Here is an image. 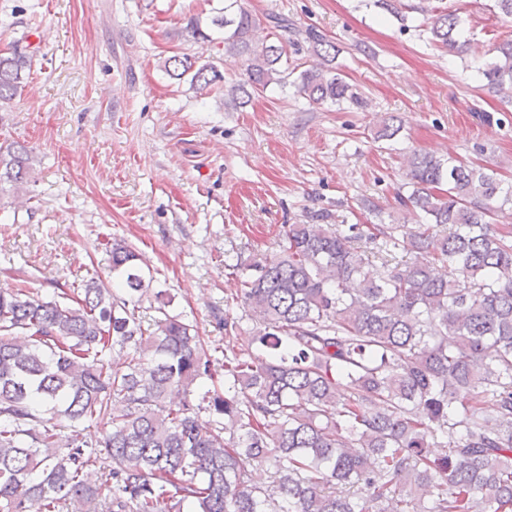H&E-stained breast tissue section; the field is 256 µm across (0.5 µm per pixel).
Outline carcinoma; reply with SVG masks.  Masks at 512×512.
Instances as JSON below:
<instances>
[{
	"label": "carcinoma",
	"mask_w": 512,
	"mask_h": 512,
	"mask_svg": "<svg viewBox=\"0 0 512 512\" xmlns=\"http://www.w3.org/2000/svg\"><path fill=\"white\" fill-rule=\"evenodd\" d=\"M420 11L432 46L468 49L459 12ZM212 24L245 57V79L224 90L232 102L288 84L286 42L255 43L261 20L241 0ZM304 42L315 61L298 92L365 107L336 46L310 28ZM496 52L483 77L511 92L512 39ZM29 69L24 53L0 54V112ZM164 71L201 95L219 78L189 56ZM35 161L23 144L0 146V184L23 183ZM404 163L400 205L422 217L411 261L364 270L358 225L345 232L327 212L288 225L279 255L245 267L254 327L225 342L219 385L197 327L166 312L172 298L122 240L110 244L120 294L95 277L52 300L1 287L0 512H512V233L492 223L512 189L448 156ZM398 228L374 224L367 238L395 247ZM150 296L162 317L149 332ZM117 346L127 357L110 364ZM106 415L101 458L84 424ZM272 456L285 464L268 485L257 471ZM98 462L105 478L90 484Z\"/></svg>",
	"instance_id": "1"
}]
</instances>
